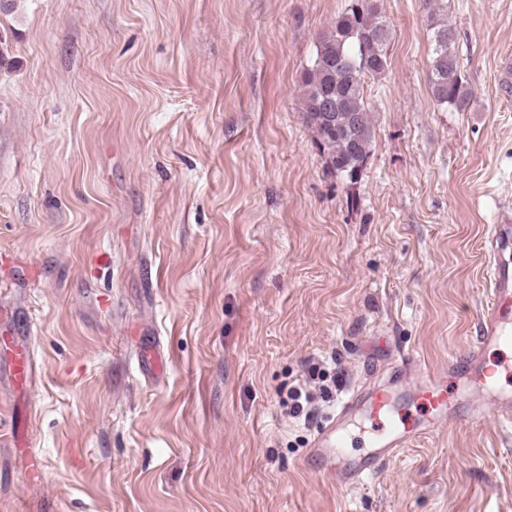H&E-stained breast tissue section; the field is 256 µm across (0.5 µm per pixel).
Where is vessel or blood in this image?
Segmentation results:
<instances>
[{"mask_svg":"<svg viewBox=\"0 0 512 512\" xmlns=\"http://www.w3.org/2000/svg\"><path fill=\"white\" fill-rule=\"evenodd\" d=\"M483 249L488 293L475 345L449 359L447 377L433 375L403 354L394 366L392 386L342 399L309 450L316 475L343 488L356 487L416 439L441 425L459 423L463 406L471 418L490 412L502 424L512 423V213L491 225ZM32 366L29 344H14L7 367L17 386H26ZM416 370L422 379L409 384L407 377ZM357 421L368 423L369 430L366 452L355 456L348 447L355 441L352 426Z\"/></svg>","mask_w":512,"mask_h":512,"instance_id":"obj_1","label":"vessel or blood"}]
</instances>
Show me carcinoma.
<instances>
[{
    "label": "carcinoma",
    "mask_w": 512,
    "mask_h": 512,
    "mask_svg": "<svg viewBox=\"0 0 512 512\" xmlns=\"http://www.w3.org/2000/svg\"><path fill=\"white\" fill-rule=\"evenodd\" d=\"M431 44L430 87L438 106L466 112L474 92L461 73L457 31L448 22V0H426ZM390 26L378 0H347L315 45V55L302 76V115L314 134L327 166L354 180L370 154L372 125L364 97L365 78L388 68ZM333 98L336 112L348 124L322 122L323 103Z\"/></svg>",
    "instance_id": "1"
}]
</instances>
